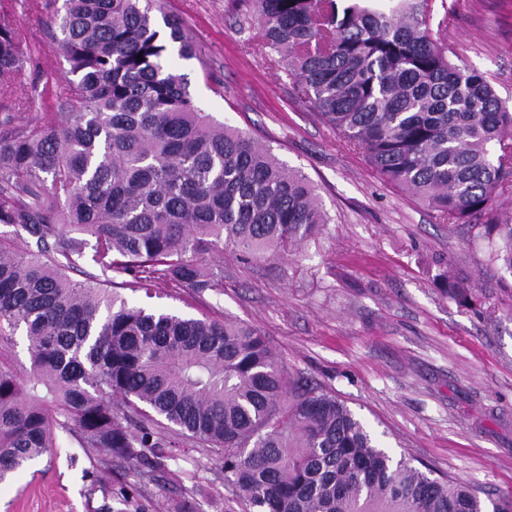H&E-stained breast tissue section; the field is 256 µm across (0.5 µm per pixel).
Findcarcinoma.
Wrapping results in <instances>:
<instances>
[{"mask_svg":"<svg viewBox=\"0 0 512 512\" xmlns=\"http://www.w3.org/2000/svg\"><path fill=\"white\" fill-rule=\"evenodd\" d=\"M253 46L386 183L481 241L512 275V110L430 32L432 0H242ZM69 64L58 112L10 99L30 57L0 0V480L68 436L114 460L163 466L178 437L222 453L224 512H484L469 485L394 460L335 392L288 384L264 336L233 320L147 310L114 295L224 287L206 256H260L330 218L307 177L199 109L164 60L194 46L160 0H48ZM142 57H137V54ZM96 273L75 281L69 272ZM448 296L473 299L450 277Z\"/></svg>","mask_w":512,"mask_h":512,"instance_id":"obj_1","label":"carcinoma"}]
</instances>
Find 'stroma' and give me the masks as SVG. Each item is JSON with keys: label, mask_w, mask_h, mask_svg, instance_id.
I'll use <instances>...</instances> for the list:
<instances>
[{"label": "stroma", "mask_w": 512, "mask_h": 512, "mask_svg": "<svg viewBox=\"0 0 512 512\" xmlns=\"http://www.w3.org/2000/svg\"><path fill=\"white\" fill-rule=\"evenodd\" d=\"M11 4L35 61L11 96L29 101L32 116L57 111L68 64L52 53L33 0ZM433 9L453 54L512 107V0H435ZM166 10L196 52L171 55L169 69L187 75L203 111L305 174L330 222L285 254L248 257L225 245L205 258L223 267V288H166L157 306L252 325L289 379L333 390L393 457L468 483L485 504L512 497V279L341 146L286 71L247 50L255 29L233 0H167ZM450 267L471 282L473 305L449 298ZM166 453L169 475L117 460L94 487L84 476L92 460L60 437L50 455L0 484V512H119L125 492L140 512H170L176 500L189 512H224L209 505L225 494L216 451L179 443Z\"/></svg>", "instance_id": "obj_1"}]
</instances>
